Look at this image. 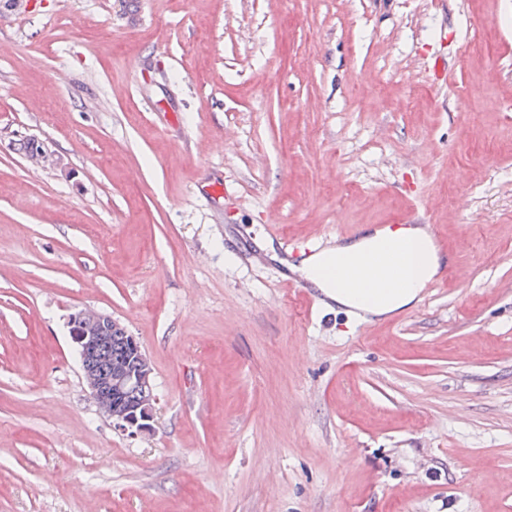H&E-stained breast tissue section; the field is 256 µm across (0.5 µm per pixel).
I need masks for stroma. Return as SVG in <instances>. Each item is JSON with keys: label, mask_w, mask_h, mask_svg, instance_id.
<instances>
[{"label": "stroma", "mask_w": 512, "mask_h": 512, "mask_svg": "<svg viewBox=\"0 0 512 512\" xmlns=\"http://www.w3.org/2000/svg\"><path fill=\"white\" fill-rule=\"evenodd\" d=\"M411 214L452 255L419 302L362 327L285 285L270 225ZM83 309L139 340L154 432L91 398ZM91 507L512 512V0L0 15V512Z\"/></svg>", "instance_id": "35a3bbf8"}]
</instances>
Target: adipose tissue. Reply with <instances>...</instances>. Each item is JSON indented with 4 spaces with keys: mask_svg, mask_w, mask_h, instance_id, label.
I'll return each mask as SVG.
<instances>
[{
    "mask_svg": "<svg viewBox=\"0 0 512 512\" xmlns=\"http://www.w3.org/2000/svg\"><path fill=\"white\" fill-rule=\"evenodd\" d=\"M383 232L374 231L365 235L359 242L343 248V255L350 257L351 279L346 286L322 278L320 270L329 265L334 249L309 257L304 274L315 280L326 297L338 305L368 311L377 316H385L411 306L417 302L423 289L438 271L440 257L434 245H427L423 259L415 271L405 272L397 277L394 287L366 296L360 290L361 282L384 275L388 267L385 256L380 251Z\"/></svg>",
    "mask_w": 512,
    "mask_h": 512,
    "instance_id": "obj_1",
    "label": "adipose tissue"
}]
</instances>
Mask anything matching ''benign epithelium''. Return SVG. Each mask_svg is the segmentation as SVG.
Listing matches in <instances>:
<instances>
[{"label": "benign epithelium", "mask_w": 512, "mask_h": 512, "mask_svg": "<svg viewBox=\"0 0 512 512\" xmlns=\"http://www.w3.org/2000/svg\"><path fill=\"white\" fill-rule=\"evenodd\" d=\"M69 334L81 364L83 379L99 410L118 430L131 436L154 429L157 397L154 391L129 398L149 385V360L140 342L112 316L80 310L68 319ZM122 334L133 366L112 367V332Z\"/></svg>", "instance_id": "benign-epithelium-1"}]
</instances>
